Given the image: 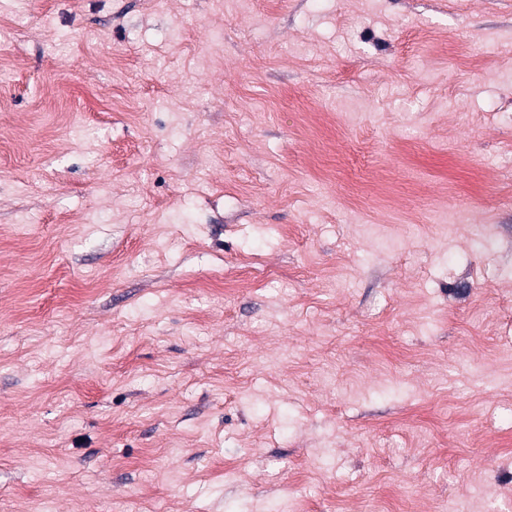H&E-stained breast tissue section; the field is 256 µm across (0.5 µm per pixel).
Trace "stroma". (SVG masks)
I'll return each instance as SVG.
<instances>
[{
    "label": "stroma",
    "instance_id": "stroma-1",
    "mask_svg": "<svg viewBox=\"0 0 512 512\" xmlns=\"http://www.w3.org/2000/svg\"><path fill=\"white\" fill-rule=\"evenodd\" d=\"M1 64L0 512H512V0H0Z\"/></svg>",
    "mask_w": 512,
    "mask_h": 512
}]
</instances>
